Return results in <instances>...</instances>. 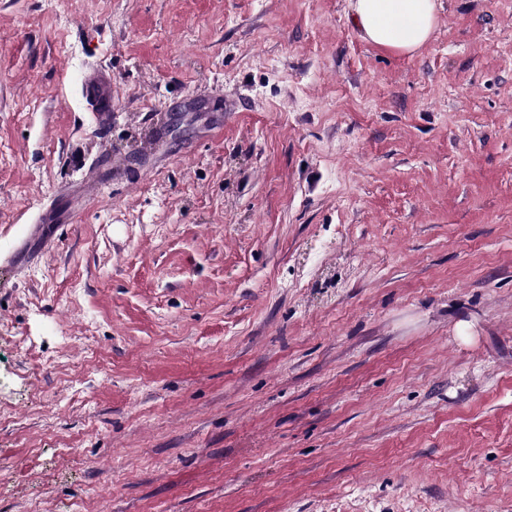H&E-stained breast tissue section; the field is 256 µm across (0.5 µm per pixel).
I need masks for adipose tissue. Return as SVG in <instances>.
Instances as JSON below:
<instances>
[{
  "label": "adipose tissue",
  "mask_w": 512,
  "mask_h": 512,
  "mask_svg": "<svg viewBox=\"0 0 512 512\" xmlns=\"http://www.w3.org/2000/svg\"><path fill=\"white\" fill-rule=\"evenodd\" d=\"M438 0H349L350 16L364 40L379 48L411 55L431 39Z\"/></svg>",
  "instance_id": "1"
}]
</instances>
